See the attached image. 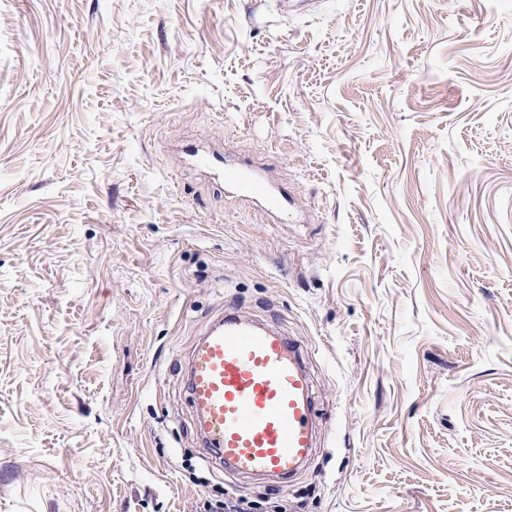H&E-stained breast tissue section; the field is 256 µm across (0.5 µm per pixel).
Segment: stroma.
<instances>
[{"label": "stroma", "instance_id": "obj_1", "mask_svg": "<svg viewBox=\"0 0 512 512\" xmlns=\"http://www.w3.org/2000/svg\"><path fill=\"white\" fill-rule=\"evenodd\" d=\"M224 146L298 205L207 187ZM234 303L316 446L225 472L186 359ZM512 512V0H0V512Z\"/></svg>", "mask_w": 512, "mask_h": 512}]
</instances>
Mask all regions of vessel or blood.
<instances>
[{
	"label": "vessel or blood",
	"instance_id": "obj_1",
	"mask_svg": "<svg viewBox=\"0 0 512 512\" xmlns=\"http://www.w3.org/2000/svg\"><path fill=\"white\" fill-rule=\"evenodd\" d=\"M180 157L208 186L260 202L273 215L295 208L263 169L227 161L221 149L188 140ZM186 373L202 444L225 471L274 482L305 467L317 421L310 379L293 340L230 304L193 346Z\"/></svg>",
	"mask_w": 512,
	"mask_h": 512
}]
</instances>
